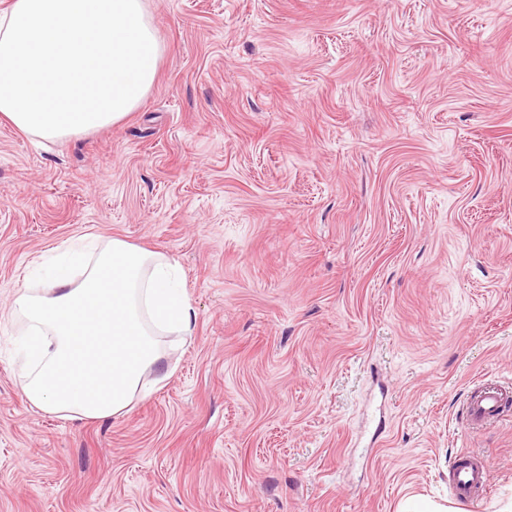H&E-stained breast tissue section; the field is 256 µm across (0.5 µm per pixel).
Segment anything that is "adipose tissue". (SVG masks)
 Returning a JSON list of instances; mask_svg holds the SVG:
<instances>
[{
  "instance_id": "1",
  "label": "adipose tissue",
  "mask_w": 512,
  "mask_h": 512,
  "mask_svg": "<svg viewBox=\"0 0 512 512\" xmlns=\"http://www.w3.org/2000/svg\"><path fill=\"white\" fill-rule=\"evenodd\" d=\"M164 54L144 0H8L0 9V118L64 143L124 121ZM23 283L10 304L23 320L21 390L64 419L105 420L128 409L156 369L158 337L189 336L195 313L182 273L162 253L94 234Z\"/></svg>"
}]
</instances>
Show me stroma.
I'll list each match as a JSON object with an SVG mask.
<instances>
[{
  "instance_id": "stroma-1",
  "label": "stroma",
  "mask_w": 512,
  "mask_h": 512,
  "mask_svg": "<svg viewBox=\"0 0 512 512\" xmlns=\"http://www.w3.org/2000/svg\"><path fill=\"white\" fill-rule=\"evenodd\" d=\"M155 83L41 146L0 121V512H396L471 452L512 498V0H145ZM163 253L195 312L120 417L20 388L28 264ZM509 392L496 381L486 380L471 392L466 416L471 429H481L498 421L505 405L509 402Z\"/></svg>"
}]
</instances>
